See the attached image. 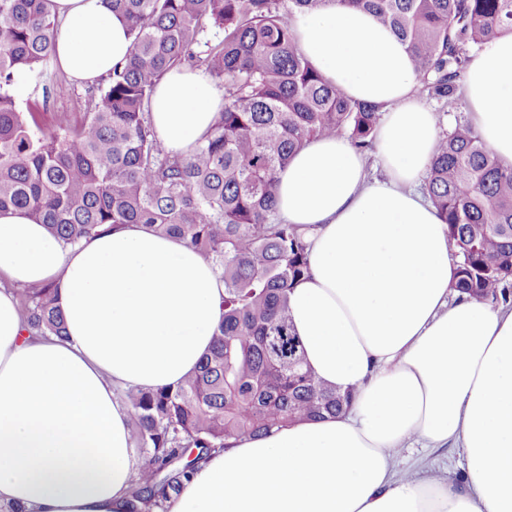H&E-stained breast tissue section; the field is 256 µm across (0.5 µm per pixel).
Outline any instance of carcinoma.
<instances>
[{"mask_svg": "<svg viewBox=\"0 0 512 512\" xmlns=\"http://www.w3.org/2000/svg\"><path fill=\"white\" fill-rule=\"evenodd\" d=\"M336 4L373 13L412 53L421 90L459 98L473 50L512 31V0H111L130 52L90 111L54 124L18 104L21 73L56 56L49 0H0V212L21 210L66 245L100 228L142 224L210 260L224 280V317L181 385L129 390L143 453L126 512H167L209 454L227 441L336 415L348 396L307 366L289 314L310 274L299 226L277 215V174L315 136L375 146L379 109L350 100L294 41L296 10ZM205 67L224 88L210 132L184 157L151 131L148 104L170 70ZM448 226L461 298L512 294V167L466 122L444 132L420 187ZM32 328L65 335L54 290L18 291Z\"/></svg>", "mask_w": 512, "mask_h": 512, "instance_id": "carcinoma-1", "label": "carcinoma"}]
</instances>
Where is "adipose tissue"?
<instances>
[{
	"label": "adipose tissue",
	"instance_id": "1",
	"mask_svg": "<svg viewBox=\"0 0 512 512\" xmlns=\"http://www.w3.org/2000/svg\"><path fill=\"white\" fill-rule=\"evenodd\" d=\"M56 59L91 85L131 38L108 0H51ZM310 64L348 97L376 105V157L318 136L278 174L277 208L299 225L310 275L289 311L306 359L353 396L338 416L296 422L212 452L168 512H512V311L459 299L447 227L418 186L438 117L415 96L407 44L373 15L294 12ZM469 119L512 166V32L473 55ZM224 94L201 69L158 83L149 121L189 154ZM50 285L64 337L25 329L15 288ZM211 261L140 224L71 247L17 210L0 213V507L6 512H126L140 470L125 393L191 375L222 317ZM461 448L465 478L400 477L404 444Z\"/></svg>",
	"mask_w": 512,
	"mask_h": 512
}]
</instances>
